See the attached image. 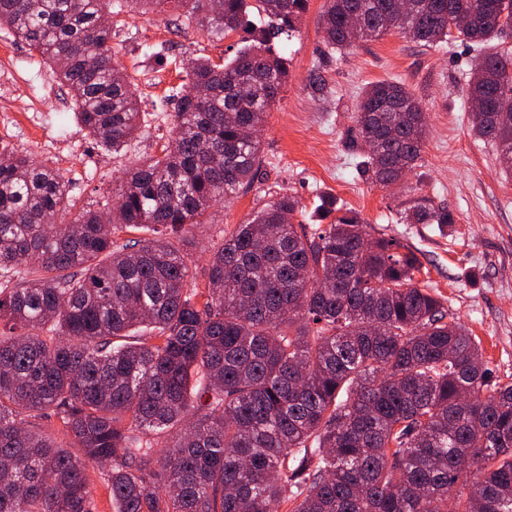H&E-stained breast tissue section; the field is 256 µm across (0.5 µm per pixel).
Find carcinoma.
I'll use <instances>...</instances> for the list:
<instances>
[{"mask_svg":"<svg viewBox=\"0 0 512 512\" xmlns=\"http://www.w3.org/2000/svg\"><path fill=\"white\" fill-rule=\"evenodd\" d=\"M164 2L0 0V27L56 68L77 118L117 152L140 101L113 73L102 19ZM176 2L174 24L249 44L222 64L183 61L177 148L125 172L108 223L92 209L48 221L69 206L63 175L0 152V512H95L88 463L105 467L114 512H512V382L415 282L408 245L368 238L351 211L286 223L300 202L283 195L236 225L192 286L195 228L259 170L260 138L243 129L264 126L288 77L271 39L308 0ZM407 2L326 0L324 42L395 33L481 49L512 25V0ZM468 97L483 103L475 135L512 171L511 50L477 59ZM358 134L362 173L389 187L419 166L425 112L404 83H371ZM404 221L454 218L420 200ZM51 418L67 444L37 431Z\"/></svg>","mask_w":512,"mask_h":512,"instance_id":"1","label":"carcinoma"}]
</instances>
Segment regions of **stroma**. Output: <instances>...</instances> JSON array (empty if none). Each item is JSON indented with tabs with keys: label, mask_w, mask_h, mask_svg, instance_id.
Here are the masks:
<instances>
[{
	"label": "stroma",
	"mask_w": 512,
	"mask_h": 512,
	"mask_svg": "<svg viewBox=\"0 0 512 512\" xmlns=\"http://www.w3.org/2000/svg\"><path fill=\"white\" fill-rule=\"evenodd\" d=\"M325 0H308L293 32L280 35L277 51L288 60V81L267 113L261 132V165L253 183L215 204L196 231L189 254L198 285H205L211 252L225 233L247 223L278 197H296L295 223L316 224L324 198L359 215L374 237H397L417 254L420 284L441 294L451 313L481 343L494 376L512 379V173L504 171L492 142L476 137L466 94L478 57L468 42L451 39L428 47L395 34L344 49L323 41L318 17ZM176 0L162 12L134 10L113 17L112 51L140 94L141 128L117 153L98 144L79 123L67 87L49 62L0 29V149L30 154L64 176L73 209H102L126 170L159 155L171 141L173 91L184 85L183 59L221 63L240 41L219 39L189 26L175 28ZM164 57H156L158 46ZM325 82L316 89L313 75ZM378 80L406 83L422 102L427 129L420 167L398 185L382 187L361 176L354 146L362 89ZM27 84L34 92L20 96ZM443 207L454 222L407 224L405 209L417 200Z\"/></svg>",
	"instance_id": "1"
}]
</instances>
